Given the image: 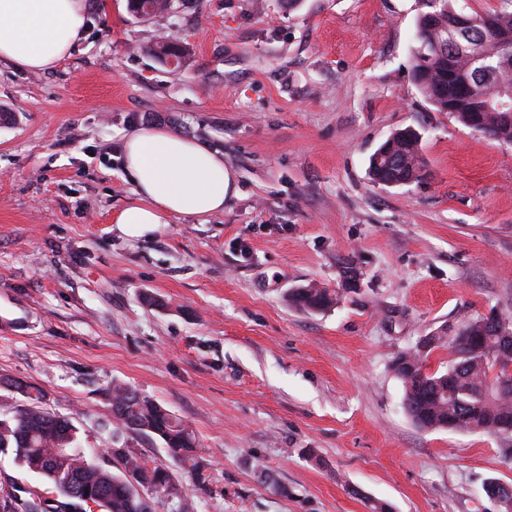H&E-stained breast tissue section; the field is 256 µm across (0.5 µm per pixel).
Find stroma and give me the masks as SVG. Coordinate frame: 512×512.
Returning <instances> with one entry per match:
<instances>
[{
    "label": "stroma",
    "instance_id": "obj_1",
    "mask_svg": "<svg viewBox=\"0 0 512 512\" xmlns=\"http://www.w3.org/2000/svg\"><path fill=\"white\" fill-rule=\"evenodd\" d=\"M420 0H171L140 17L88 0L73 54L0 62V378L45 392L84 448L167 462L117 431L131 386L186 421L210 492L196 512H498L497 437L417 427L391 364L421 337L512 314V145L438 111L411 77ZM169 37L178 67L150 48ZM163 127L224 156L235 194L201 224L131 237L127 135ZM420 181H372L393 132ZM313 284L338 302L288 303ZM164 302L157 308L146 295ZM420 134L413 128L407 127L396 131L385 142L380 145L383 149V158L379 163L373 161V156L370 158L369 174L371 179L376 182L377 178H387L390 175L398 182H382L385 186H404L414 182H418L422 176V160L420 155ZM393 162L398 165L395 173H389L384 168L388 162Z\"/></svg>",
    "mask_w": 512,
    "mask_h": 512
}]
</instances>
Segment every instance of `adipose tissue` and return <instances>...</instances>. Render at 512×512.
<instances>
[{
    "label": "adipose tissue",
    "mask_w": 512,
    "mask_h": 512,
    "mask_svg": "<svg viewBox=\"0 0 512 512\" xmlns=\"http://www.w3.org/2000/svg\"><path fill=\"white\" fill-rule=\"evenodd\" d=\"M87 0H0V60L44 72L69 57L86 23ZM134 200L115 222L142 236L185 217L206 222L224 210L233 182L222 155L162 127H144L123 145Z\"/></svg>",
    "instance_id": "ef3b65f1"
}]
</instances>
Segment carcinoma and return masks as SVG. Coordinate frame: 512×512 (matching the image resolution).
<instances>
[{
    "label": "carcinoma",
    "mask_w": 512,
    "mask_h": 512,
    "mask_svg": "<svg viewBox=\"0 0 512 512\" xmlns=\"http://www.w3.org/2000/svg\"><path fill=\"white\" fill-rule=\"evenodd\" d=\"M457 0H439L416 18L412 47V75L421 92L441 112H451L465 125L476 106L485 111L477 131L492 140L512 145V124L501 120L500 103L512 104V63L498 70L476 74L474 57L484 45H492L503 33L512 34V0H500L491 12L472 13L473 33L459 35L448 23L457 13ZM131 12L166 11L167 0H128ZM159 59L182 61L181 45L161 40L151 48ZM420 134L410 128L396 131L380 145L382 159L370 162L372 180L392 176L404 185L422 176ZM338 295L311 285L288 293V302L306 312H321L337 302ZM461 332L436 337L454 358L444 371L412 369L417 352H403L392 369L404 386V407L424 429H455L487 433L512 442V395H501L488 382L486 368L474 348L501 350L503 361H512V341L501 347L495 326L480 315L459 326ZM0 387V455L11 454L27 472L49 484L53 495L36 488H0V498L11 500L14 512H87L101 506L106 512H156V506L177 505L176 512H193L194 501L184 490L174 467L187 471L201 489L207 487L209 460L197 451V438L190 426L154 399L136 389L114 384L105 392L112 419L122 429L150 443H161L173 466L149 462L134 448H114L119 462L114 472L90 456L79 440V429L70 419L41 407L43 391L25 381L3 379Z\"/></svg>",
    "instance_id": "obj_1"
}]
</instances>
